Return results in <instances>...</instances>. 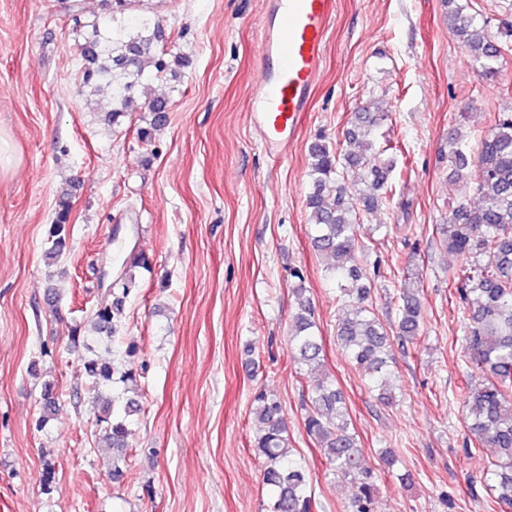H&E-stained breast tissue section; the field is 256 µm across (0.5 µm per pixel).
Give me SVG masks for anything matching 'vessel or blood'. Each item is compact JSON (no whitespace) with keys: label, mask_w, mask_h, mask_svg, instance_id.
Here are the masks:
<instances>
[{"label":"vessel or blood","mask_w":512,"mask_h":512,"mask_svg":"<svg viewBox=\"0 0 512 512\" xmlns=\"http://www.w3.org/2000/svg\"><path fill=\"white\" fill-rule=\"evenodd\" d=\"M335 9L336 0H266L263 66L250 119L272 154L285 155L297 137Z\"/></svg>","instance_id":"b4317fda"}]
</instances>
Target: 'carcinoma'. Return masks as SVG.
<instances>
[{"mask_svg":"<svg viewBox=\"0 0 512 512\" xmlns=\"http://www.w3.org/2000/svg\"><path fill=\"white\" fill-rule=\"evenodd\" d=\"M447 4L448 25L460 46L479 75L494 81L504 49L488 35L480 14L469 12L460 0H447ZM162 40L160 24L148 19L114 15L103 27L92 24L80 52V92L110 95L112 109L105 120L117 122L134 99L145 94L146 65L153 66L157 79L177 76L182 58L159 48ZM146 107L153 114L151 128L141 129L138 138L148 145L152 130L163 125L168 102L153 98ZM386 118L383 112L354 114L347 136L357 146L355 151L343 153L321 140L313 143L308 150L312 189L306 197L311 246L327 261L326 272L336 282L339 299L349 307L337 323V341L369 385L379 390L381 400L389 399L384 387L394 376L393 339L368 304L371 276L362 259L360 216L384 205L395 169L394 160L375 147L373 140L374 129ZM448 166L450 177L472 184L480 198L476 206L461 202L449 207L448 221L440 227L443 246L467 266L456 283L463 309V353L483 373L482 379L467 382L463 408L470 443L493 448L497 454L484 480L493 482L499 502L512 506V110L493 113L490 129L475 148L461 128L454 129L448 136ZM350 169L362 172V187L354 191L345 182ZM71 212L72 193L66 189L58 196L56 216L48 230L49 260L59 259L68 247ZM149 264L148 257L139 252L124 259L116 279L121 292L112 293V304L91 310L86 323L73 328L72 341L83 333L115 336L125 318L126 298L135 286L133 271ZM290 277L296 304L289 336L291 358L302 370H317L322 367V345L314 331L316 308L307 296L303 270L292 269ZM398 310L397 339L411 340L419 334L422 320L419 289H402ZM82 368L88 387L100 401V440L112 449V479L118 480L124 475L130 429L126 419L113 417V400L103 391L113 383H132L136 377L93 357L83 358ZM302 392L307 395V435L323 453L331 474L354 488L345 512H373L376 475L361 457L350 430L343 393L328 376L308 384ZM253 402L259 423L253 447L263 458V483L273 490L271 512H313L310 471L290 457L280 400L259 390ZM58 410L55 384L43 383L39 426L46 425Z\"/></svg>","mask_w":512,"mask_h":512,"instance_id":"obj_1","label":"carcinoma"}]
</instances>
